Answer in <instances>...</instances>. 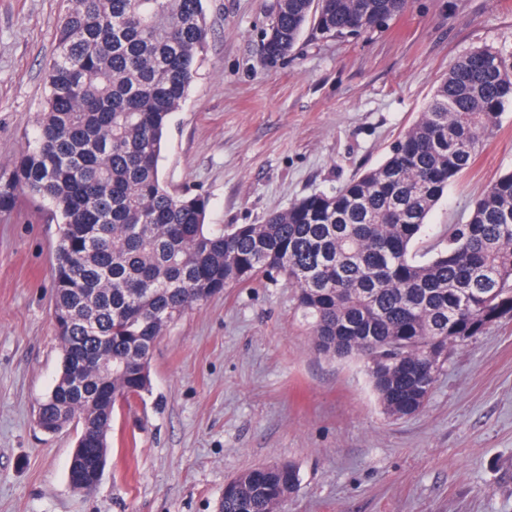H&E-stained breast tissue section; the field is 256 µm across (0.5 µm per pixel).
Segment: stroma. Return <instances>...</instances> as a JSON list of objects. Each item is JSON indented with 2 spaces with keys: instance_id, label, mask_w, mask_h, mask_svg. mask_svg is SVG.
I'll use <instances>...</instances> for the list:
<instances>
[{
  "instance_id": "stroma-1",
  "label": "stroma",
  "mask_w": 512,
  "mask_h": 512,
  "mask_svg": "<svg viewBox=\"0 0 512 512\" xmlns=\"http://www.w3.org/2000/svg\"><path fill=\"white\" fill-rule=\"evenodd\" d=\"M275 0H206V48L159 161L174 192L207 197L212 225L261 224L381 164L461 55L512 54V0H413L358 36L305 29L260 59ZM63 0H0V165L35 130ZM512 170V108L430 212L418 248L445 245ZM58 227L27 202L0 214V512H217L261 464L300 477L282 512H512V320L450 346L425 408L388 416L359 359L313 350L292 288L230 287L156 343L151 393L116 408L96 491L68 482L79 424L47 433L39 402L60 371Z\"/></svg>"
}]
</instances>
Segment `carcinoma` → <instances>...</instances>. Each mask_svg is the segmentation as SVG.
<instances>
[{
    "instance_id": "carcinoma-1",
    "label": "carcinoma",
    "mask_w": 512,
    "mask_h": 512,
    "mask_svg": "<svg viewBox=\"0 0 512 512\" xmlns=\"http://www.w3.org/2000/svg\"><path fill=\"white\" fill-rule=\"evenodd\" d=\"M408 0H276L260 55L285 58L311 25L355 35ZM202 0H66L45 70L36 131L0 166V213L25 192L60 224L55 321L62 368L38 407L57 431L81 424L69 466L92 493L115 407L150 390L149 359L189 308L231 285L283 278L312 348L358 354L385 412L426 404L448 347L512 319V171L476 200L447 245L414 250L448 186L475 162L512 106V55L455 61L390 156L340 190L315 193L263 224L214 230L207 199L159 178L171 116L205 49ZM300 485L290 462L249 468L218 512H280Z\"/></svg>"
}]
</instances>
